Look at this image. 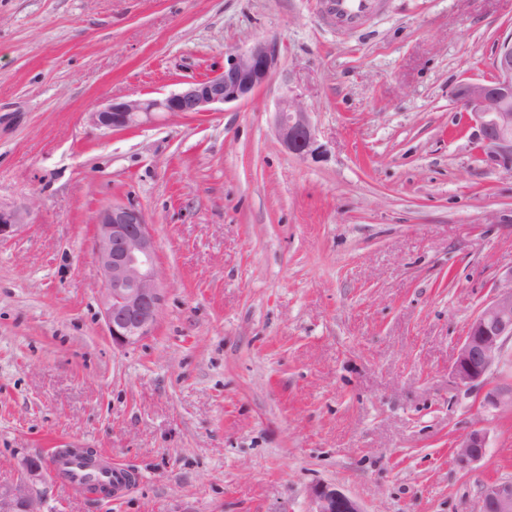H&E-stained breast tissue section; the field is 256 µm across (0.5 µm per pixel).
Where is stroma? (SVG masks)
<instances>
[{
	"instance_id": "obj_1",
	"label": "stroma",
	"mask_w": 512,
	"mask_h": 512,
	"mask_svg": "<svg viewBox=\"0 0 512 512\" xmlns=\"http://www.w3.org/2000/svg\"><path fill=\"white\" fill-rule=\"evenodd\" d=\"M323 0H0V484L49 448L133 471L98 497L52 474L42 512H308L333 483L364 512H472L512 481V416L451 366L512 267V175L477 155L451 100L493 73L512 0H386L362 31ZM277 43L247 100L139 129L86 114L221 71ZM302 97L322 153L287 152ZM139 207L165 288L151 336L113 346L92 242ZM489 432L483 460L451 462ZM274 124L282 146L290 153L303 158L318 153L310 112L289 88L279 99ZM31 210V206L4 207L0 203V241L21 233L29 224L28 218ZM452 461L466 468L481 461L489 448V433L483 427H473L455 441Z\"/></svg>"
}]
</instances>
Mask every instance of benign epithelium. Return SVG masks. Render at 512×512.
Wrapping results in <instances>:
<instances>
[{
    "mask_svg": "<svg viewBox=\"0 0 512 512\" xmlns=\"http://www.w3.org/2000/svg\"><path fill=\"white\" fill-rule=\"evenodd\" d=\"M277 63L272 41L257 40L229 53L224 70L163 97L114 100L90 113V125L102 131L138 128L154 116H189L240 102L264 86ZM481 158L493 170L512 174V32L496 46L493 75L460 81L453 92ZM274 124L282 146L298 157L318 153L310 112L290 89L281 95ZM32 207L0 205V240L17 236L28 225ZM92 250L102 279L104 322L112 344L133 345L151 335L162 308L164 275L151 225L144 213L127 204L101 209L95 217ZM512 269L495 284L492 298L468 325L452 365L455 379L481 387L478 405L486 413L512 414V382L495 372L512 362ZM489 433L474 427L455 441L452 461L466 468L481 461ZM46 471L43 460L22 462V478L0 485V512H41L36 483ZM310 512H363L355 500L334 485L312 488ZM475 512H512V481L483 484Z\"/></svg>",
    "mask_w": 512,
    "mask_h": 512,
    "instance_id": "benign-epithelium-1",
    "label": "benign epithelium"
}]
</instances>
